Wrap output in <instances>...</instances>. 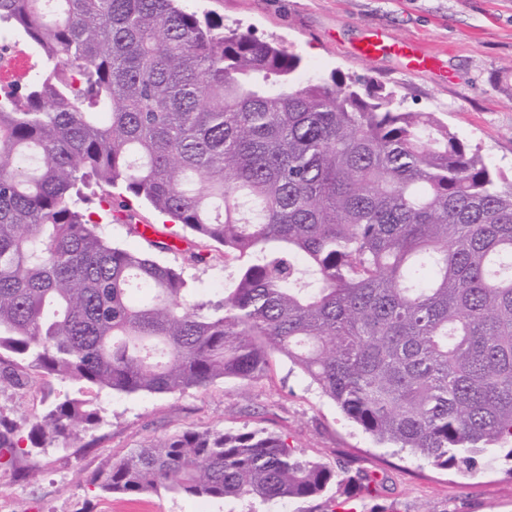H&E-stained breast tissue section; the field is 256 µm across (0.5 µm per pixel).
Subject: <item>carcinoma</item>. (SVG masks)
Listing matches in <instances>:
<instances>
[{
  "instance_id": "obj_1",
  "label": "carcinoma",
  "mask_w": 512,
  "mask_h": 512,
  "mask_svg": "<svg viewBox=\"0 0 512 512\" xmlns=\"http://www.w3.org/2000/svg\"><path fill=\"white\" fill-rule=\"evenodd\" d=\"M179 0H0L42 71L0 90V388L35 370L101 394L251 381L286 358L373 439L436 467L511 446L512 180L381 84L297 78L301 56ZM120 187L217 245L234 288L98 232ZM65 397L35 448L95 429ZM0 413V457L24 453ZM261 428L185 430L113 458L109 494L375 499Z\"/></svg>"
}]
</instances>
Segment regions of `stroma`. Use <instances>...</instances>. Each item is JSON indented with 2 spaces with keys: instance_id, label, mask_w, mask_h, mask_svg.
<instances>
[{
  "instance_id": "1",
  "label": "stroma",
  "mask_w": 512,
  "mask_h": 512,
  "mask_svg": "<svg viewBox=\"0 0 512 512\" xmlns=\"http://www.w3.org/2000/svg\"><path fill=\"white\" fill-rule=\"evenodd\" d=\"M187 11L225 28L299 53L309 76L333 72L382 84L406 111L432 112L470 148L512 176V0H183ZM378 28L415 42L437 57V72L412 73L391 56L361 60L351 46L364 29ZM133 218L102 216L103 235L119 246L185 268L199 288H227L232 268L211 241L161 219L149 205L133 203ZM176 251L161 250V243ZM209 251V265H191V253ZM82 384H47L30 374L24 389L0 390V411L17 422L43 414L52 394L81 395ZM103 422L84 434L83 445L32 447L17 464L37 466L27 483L14 465L0 464V499L9 512H332L336 490L324 495L265 503L254 498L191 499L168 492L111 495L89 482L104 461L151 439L188 428L263 427L286 437L304 456L331 466L345 454L363 467H385L387 488L377 500L384 512H512V457L490 448L476 457L475 476L442 470L427 461L373 442L336 406L310 386L287 359L273 357L251 383L219 380L204 389L158 395H107Z\"/></svg>"
}]
</instances>
